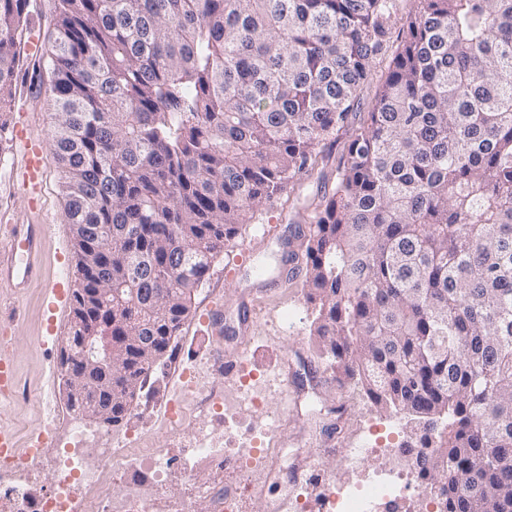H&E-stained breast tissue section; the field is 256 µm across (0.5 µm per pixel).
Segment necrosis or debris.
<instances>
[{
  "mask_svg": "<svg viewBox=\"0 0 512 512\" xmlns=\"http://www.w3.org/2000/svg\"><path fill=\"white\" fill-rule=\"evenodd\" d=\"M251 403L255 421L243 433L239 447H223L220 438L207 434L197 437L194 457L219 475L224 472L225 459H236L237 475L245 489L244 494L212 500L210 512H243L244 495L254 488L256 463L269 469L276 462L274 453L259 455L252 446L254 439L268 434L273 425L266 422L259 397H252ZM83 436L80 424L65 421L44 432L40 446L29 457L20 461L0 457V512H190L199 489L190 470L173 471L161 449L131 456L127 440L118 438L111 447L100 449L97 465L88 466L77 448ZM381 455V449L368 448L345 460L355 482L327 488V512H372L379 505L390 512L399 503L405 512H430L435 507L432 494L418 482L413 466L383 473L375 465ZM174 473L187 485V496H160L150 503L142 499L137 489L140 480L151 477L161 483Z\"/></svg>",
  "mask_w": 512,
  "mask_h": 512,
  "instance_id": "1",
  "label": "necrosis or debris"
}]
</instances>
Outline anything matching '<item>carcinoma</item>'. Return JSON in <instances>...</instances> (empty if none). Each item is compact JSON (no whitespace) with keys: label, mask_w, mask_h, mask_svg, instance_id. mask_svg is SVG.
I'll return each instance as SVG.
<instances>
[{"label":"carcinoma","mask_w":512,"mask_h":512,"mask_svg":"<svg viewBox=\"0 0 512 512\" xmlns=\"http://www.w3.org/2000/svg\"><path fill=\"white\" fill-rule=\"evenodd\" d=\"M415 2L394 49L397 0H58L50 147L86 288L68 339L109 320L116 343L179 336L226 242L315 171L291 258L317 357L427 422L441 512H512V0ZM28 7L0 0V112ZM150 371L129 345L68 406L116 425Z\"/></svg>","instance_id":"cac0c4a2"}]
</instances>
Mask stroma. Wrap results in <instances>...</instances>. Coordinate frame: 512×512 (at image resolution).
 <instances>
[{
    "instance_id": "stroma-1",
    "label": "stroma",
    "mask_w": 512,
    "mask_h": 512,
    "mask_svg": "<svg viewBox=\"0 0 512 512\" xmlns=\"http://www.w3.org/2000/svg\"><path fill=\"white\" fill-rule=\"evenodd\" d=\"M42 71L41 59L29 61L24 85L13 103L25 109L29 136L46 143L52 110L47 92L38 87ZM45 165L41 209L35 214L10 178L11 172L23 166L13 128L8 125L0 130V225L27 217L37 222L45 217L50 220L41 256L42 281L19 293L0 288V319L9 325L17 382L15 395L0 399V427L14 429L23 441L47 425L42 407L44 383L60 370L73 322L72 305L50 311L48 291L60 281L71 293L79 281L73 227L65 216L61 170L53 152H46ZM285 213L278 203L263 206L214 259L182 333L154 367L123 420L86 444L88 460H95L99 449L110 447L113 438L131 433L140 436L143 447L178 448L186 457L191 454L195 434L204 431L223 436V418L202 414L194 396L184 395V415L178 426H170L162 415V407L177 387L180 368L194 369L202 383L238 398L239 414L251 418L249 406L239 399L236 379L224 376L221 369L207 368L197 358L199 349L219 342L228 357L249 349L256 368L267 374L259 385L260 395L267 414L279 418L280 423L266 445L287 449L285 477L316 466L330 482L345 485L352 481V473L341 466L342 459L361 447L364 427L388 418L389 413L378 408L354 382H336L332 371L318 363L310 334L316 310L289 281L288 256L300 252L301 240L290 235ZM214 306L221 312L217 325L201 324V315ZM291 312L297 313L298 319L289 330L284 319ZM52 321L58 331L51 336L47 326ZM283 373L291 381L290 389H282L279 383Z\"/></svg>"
}]
</instances>
